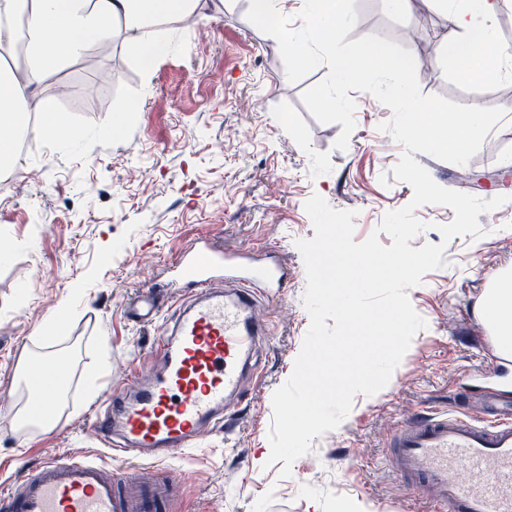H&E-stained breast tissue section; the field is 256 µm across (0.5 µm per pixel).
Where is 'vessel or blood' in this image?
Masks as SVG:
<instances>
[{
	"mask_svg": "<svg viewBox=\"0 0 512 512\" xmlns=\"http://www.w3.org/2000/svg\"><path fill=\"white\" fill-rule=\"evenodd\" d=\"M173 268L171 285L186 295L153 355L161 372L145 384L140 366L131 365L93 415L101 452L42 459L0 490V512H175L180 488L165 466L174 453L200 447L206 432L232 431L228 409L241 400L244 370L266 333L257 292H277L286 272L278 261L204 240ZM163 309L148 289L125 307L142 324ZM124 457L147 460L154 479L109 466ZM389 463L430 512H512V401L486 398L475 416L408 419L392 438Z\"/></svg>",
	"mask_w": 512,
	"mask_h": 512,
	"instance_id": "1",
	"label": "vessel or blood"
}]
</instances>
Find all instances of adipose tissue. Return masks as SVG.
<instances>
[{"instance_id":"1","label":"adipose tissue","mask_w":512,"mask_h":512,"mask_svg":"<svg viewBox=\"0 0 512 512\" xmlns=\"http://www.w3.org/2000/svg\"><path fill=\"white\" fill-rule=\"evenodd\" d=\"M200 0H0V50H22L24 78L0 65V168L17 165L18 142L29 130L21 116L45 76L76 60L116 33L144 64L162 54L158 29L191 15ZM498 0H453L446 14L444 52L473 81L512 64V47L495 33ZM479 306L500 348L512 352V271L503 270Z\"/></svg>"}]
</instances>
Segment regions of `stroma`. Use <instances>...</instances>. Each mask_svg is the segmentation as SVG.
Segmentation results:
<instances>
[{
  "label": "stroma",
  "instance_id": "stroma-1",
  "mask_svg": "<svg viewBox=\"0 0 512 512\" xmlns=\"http://www.w3.org/2000/svg\"><path fill=\"white\" fill-rule=\"evenodd\" d=\"M349 40L375 34L408 49L423 93L504 111L466 165L419 153L440 186L507 201L479 215L481 236L443 241L438 225L451 208L424 205L415 215L431 230L412 247L445 243L442 268L408 291L424 328L388 385L356 395L335 430L312 441L290 477L268 465L271 398L289 378L310 319L303 304L306 273L297 240L315 232L306 201L320 194L335 209L355 211V241L374 232L385 213L409 204L412 188L393 169L402 147L380 124L391 110L354 92L356 129L335 149L341 124L317 122L302 102L321 83V66L289 82L277 41L250 24L244 0H200L198 14L175 24L165 56L144 68L124 38L108 55L92 49L49 75L36 91L56 100L68 131L33 139L22 165L0 175V485L41 458L100 452L84 396L85 374L107 350L103 377L118 381L132 361H146L159 326H138L123 306L141 286L165 292L170 266L195 240L227 249L275 247L288 276L279 293L261 298L268 321L239 425L208 433L194 456L169 467L182 482L181 512H335L338 502L362 512H425L391 470L389 443L417 411L475 412L485 391L512 398V362L493 375L478 300L512 266V77L461 79L437 54L447 22L441 10L401 16L386 0H356ZM120 119L116 134L100 129ZM68 304L62 334L48 320ZM57 354L66 367L67 406L55 430L19 435L16 410L28 393L18 379L24 356Z\"/></svg>",
  "mask_w": 512,
  "mask_h": 512
}]
</instances>
